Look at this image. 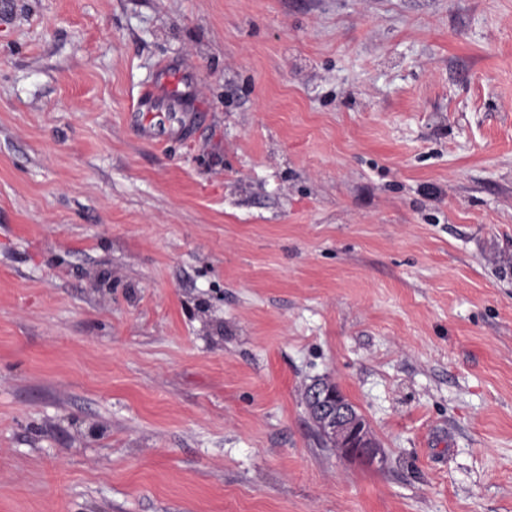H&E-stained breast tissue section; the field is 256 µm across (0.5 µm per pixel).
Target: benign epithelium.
<instances>
[{"instance_id":"obj_1","label":"benign epithelium","mask_w":512,"mask_h":512,"mask_svg":"<svg viewBox=\"0 0 512 512\" xmlns=\"http://www.w3.org/2000/svg\"><path fill=\"white\" fill-rule=\"evenodd\" d=\"M306 405L310 416L317 421L319 432L332 441L343 455L373 464L383 459L365 417L332 383H315L306 391Z\"/></svg>"}]
</instances>
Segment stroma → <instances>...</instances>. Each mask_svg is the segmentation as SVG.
<instances>
[{
  "instance_id": "stroma-1",
  "label": "stroma",
  "mask_w": 512,
  "mask_h": 512,
  "mask_svg": "<svg viewBox=\"0 0 512 512\" xmlns=\"http://www.w3.org/2000/svg\"><path fill=\"white\" fill-rule=\"evenodd\" d=\"M0 512H512V0H0ZM310 416L319 432L332 441L346 457L374 464L382 461V451L365 417L332 383H315L306 391Z\"/></svg>"
}]
</instances>
